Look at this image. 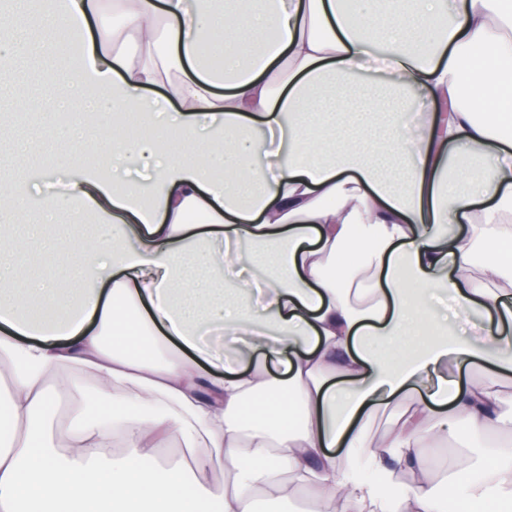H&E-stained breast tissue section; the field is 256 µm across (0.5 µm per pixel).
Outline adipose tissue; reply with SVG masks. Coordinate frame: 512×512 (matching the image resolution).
Masks as SVG:
<instances>
[{
	"label": "adipose tissue",
	"mask_w": 512,
	"mask_h": 512,
	"mask_svg": "<svg viewBox=\"0 0 512 512\" xmlns=\"http://www.w3.org/2000/svg\"><path fill=\"white\" fill-rule=\"evenodd\" d=\"M443 3L123 0L120 28L92 31L101 0H50L0 35L1 64L54 52L32 30L70 27L68 76L45 82L59 111L85 115L57 140L59 188L0 174V512H254L300 495L307 512L512 505V446L442 487L421 454L512 431V0ZM207 36L222 70L200 59ZM423 40L433 54L413 51ZM416 92L435 110L410 133ZM107 116L98 168L91 132ZM475 155L480 175L449 186ZM33 200L37 223L19 225ZM65 206L103 221L100 243L35 273L12 231L44 245ZM476 313L481 335L456 333ZM215 334L237 342L236 365L212 353ZM477 362L480 378L446 376ZM81 376L63 442L45 411ZM418 390L371 441L374 412ZM172 438L181 458L161 463Z\"/></svg>",
	"instance_id": "ef3b65f1"
}]
</instances>
